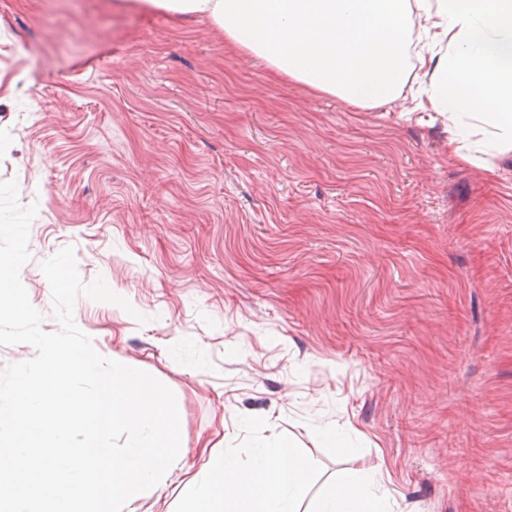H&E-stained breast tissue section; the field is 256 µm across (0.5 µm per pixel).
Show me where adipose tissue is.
<instances>
[{
  "mask_svg": "<svg viewBox=\"0 0 512 512\" xmlns=\"http://www.w3.org/2000/svg\"><path fill=\"white\" fill-rule=\"evenodd\" d=\"M118 7L201 16L227 43L276 75L368 108L419 79L426 105L456 128L465 114L492 127L512 151V0H118ZM316 469L292 445L254 444L248 462L212 455L206 480L189 477L184 512H300ZM388 491L341 470L318 512H385Z\"/></svg>",
  "mask_w": 512,
  "mask_h": 512,
  "instance_id": "1",
  "label": "adipose tissue"
}]
</instances>
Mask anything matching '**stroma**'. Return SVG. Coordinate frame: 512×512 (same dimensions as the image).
Listing matches in <instances>:
<instances>
[{"label":"stroma","instance_id":"stroma-1","mask_svg":"<svg viewBox=\"0 0 512 512\" xmlns=\"http://www.w3.org/2000/svg\"><path fill=\"white\" fill-rule=\"evenodd\" d=\"M113 2L0 0V181L38 207L43 329L73 247L133 306L79 297V328L176 396L186 467L138 512L257 442L316 459L303 512L340 469L391 512H512V151L461 162L415 83L357 108Z\"/></svg>","mask_w":512,"mask_h":512}]
</instances>
